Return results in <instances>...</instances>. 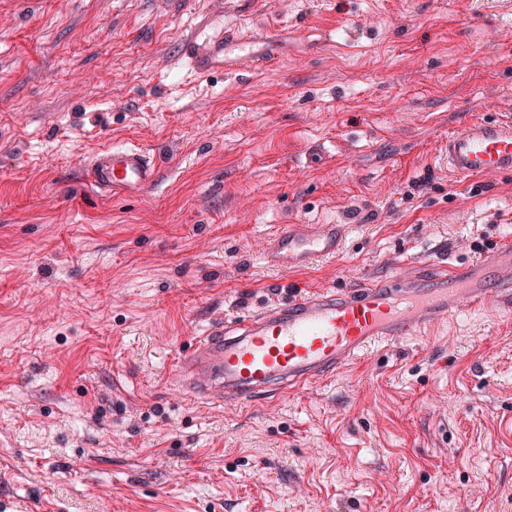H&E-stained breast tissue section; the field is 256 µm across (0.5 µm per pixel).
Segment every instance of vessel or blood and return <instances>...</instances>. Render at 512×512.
Instances as JSON below:
<instances>
[{
  "label": "vessel or blood",
  "instance_id": "b4317fda",
  "mask_svg": "<svg viewBox=\"0 0 512 512\" xmlns=\"http://www.w3.org/2000/svg\"><path fill=\"white\" fill-rule=\"evenodd\" d=\"M288 30L270 35L219 31L190 48L195 74L244 65L274 66L284 56ZM448 170L459 178L512 172V121L468 122L448 137ZM155 156L143 147L107 146L88 165L99 190L138 194L159 181ZM343 224L284 226L262 261L272 269L308 264L339 253ZM512 309V240L463 271L387 277L361 288H323L293 294L254 315L239 313L211 324L179 362L183 388L192 397L248 406L334 377L366 352L420 336L425 327L459 314L463 306Z\"/></svg>",
  "mask_w": 512,
  "mask_h": 512
}]
</instances>
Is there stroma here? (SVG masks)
Wrapping results in <instances>:
<instances>
[{
	"label": "stroma",
	"mask_w": 512,
	"mask_h": 512,
	"mask_svg": "<svg viewBox=\"0 0 512 512\" xmlns=\"http://www.w3.org/2000/svg\"><path fill=\"white\" fill-rule=\"evenodd\" d=\"M219 20L287 27V56L191 75ZM490 115L512 117V0H0V512H512V314L254 407L175 373L227 315L512 236V173L444 162ZM115 142L155 154V190L81 181ZM284 224L351 231L267 268Z\"/></svg>",
	"instance_id": "stroma-1"
}]
</instances>
